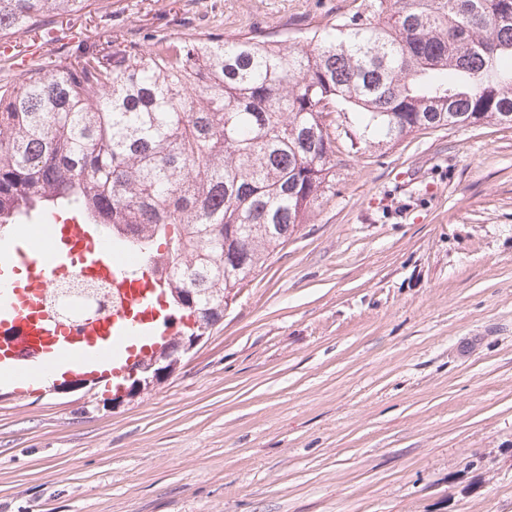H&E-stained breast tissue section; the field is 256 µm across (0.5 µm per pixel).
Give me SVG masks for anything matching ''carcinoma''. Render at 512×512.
I'll return each mask as SVG.
<instances>
[{"label": "carcinoma", "mask_w": 512, "mask_h": 512, "mask_svg": "<svg viewBox=\"0 0 512 512\" xmlns=\"http://www.w3.org/2000/svg\"><path fill=\"white\" fill-rule=\"evenodd\" d=\"M86 7L0 0V36ZM488 118L512 123V0H363L295 38L86 48L0 84V227L77 213L216 324L336 195L341 156Z\"/></svg>", "instance_id": "carcinoma-1"}]
</instances>
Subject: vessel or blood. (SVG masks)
I'll use <instances>...</instances> for the list:
<instances>
[{"mask_svg":"<svg viewBox=\"0 0 512 512\" xmlns=\"http://www.w3.org/2000/svg\"><path fill=\"white\" fill-rule=\"evenodd\" d=\"M80 270L109 279L122 306L96 326L62 327L46 313H35L49 276L69 270L72 258ZM19 262L30 270L29 289L0 279V346L10 358H0V378L17 380L23 367L64 362L74 376H119L131 364L130 343H156L173 335L178 319L156 314L160 293L145 262L133 255L105 249L98 232L87 224H45L35 255L0 243V266Z\"/></svg>","mask_w":512,"mask_h":512,"instance_id":"obj_1","label":"vessel or blood"}]
</instances>
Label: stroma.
<instances>
[{"label": "stroma", "instance_id": "35a3bbf8", "mask_svg": "<svg viewBox=\"0 0 512 512\" xmlns=\"http://www.w3.org/2000/svg\"><path fill=\"white\" fill-rule=\"evenodd\" d=\"M361 0H90L18 57ZM0 383V512H512V126L412 134L336 194L148 393Z\"/></svg>", "mask_w": 512, "mask_h": 512}]
</instances>
